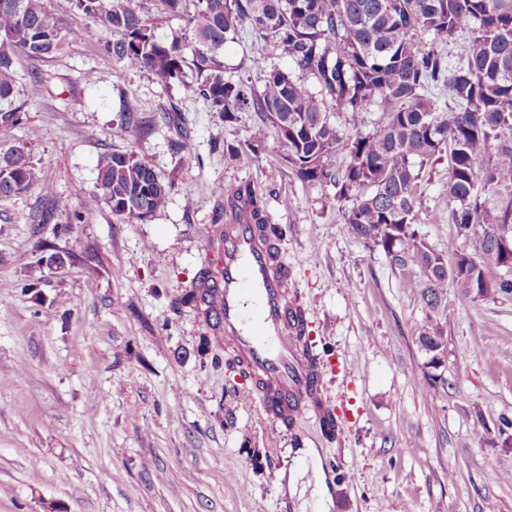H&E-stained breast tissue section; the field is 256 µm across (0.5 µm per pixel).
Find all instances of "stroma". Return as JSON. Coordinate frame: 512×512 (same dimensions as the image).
Listing matches in <instances>:
<instances>
[{
  "label": "stroma",
  "mask_w": 512,
  "mask_h": 512,
  "mask_svg": "<svg viewBox=\"0 0 512 512\" xmlns=\"http://www.w3.org/2000/svg\"><path fill=\"white\" fill-rule=\"evenodd\" d=\"M49 7L62 46L17 58L28 106L0 128V151L30 140L54 188L0 197V512H294L278 476L298 448L319 449L332 512H512V447L499 434L512 419V294L474 302L448 285L444 364L429 367L421 269L353 236L334 188L298 180L274 128L244 150L256 113L225 121L192 89L105 54L71 0ZM257 58L288 64L247 29L224 48L228 76L259 89ZM128 98L142 132L121 126ZM112 151L170 183L164 209L130 223L90 201L97 158ZM425 180L417 228L449 260L465 242L439 205L447 161ZM241 187L284 230L291 304L326 367L334 436L311 410L289 429L262 415L213 321L180 303L201 269L221 266L206 231ZM53 253L63 265H46ZM437 375L445 388L425 395Z\"/></svg>",
  "instance_id": "obj_1"
}]
</instances>
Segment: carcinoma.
<instances>
[{"mask_svg":"<svg viewBox=\"0 0 512 512\" xmlns=\"http://www.w3.org/2000/svg\"><path fill=\"white\" fill-rule=\"evenodd\" d=\"M194 2L193 12L187 3ZM171 17L186 20L187 36L158 34L137 0H73L74 7L108 34L104 50L127 67L148 72L168 86L192 87L213 112L233 122L238 113H257L261 126H272L295 176L336 189V200L349 201L344 223L356 237L380 246L400 264L404 245L423 269L422 299L429 313L442 304L453 282L463 296L479 301L512 294V0H160ZM248 26L274 41L290 67L265 70L261 91L232 80L224 67V44ZM447 42L468 37L464 61L453 66L437 47L424 48L417 36ZM64 40L48 0H0V127L21 120L28 102L21 98L14 68L23 53L42 58ZM315 78L312 90L296 72ZM448 90L451 104L441 112L432 88ZM349 114L355 124L375 107L383 114L380 129L345 138L328 117L326 103ZM124 129L140 124L133 100L122 102ZM348 160L337 164L340 146ZM448 156V187L443 197L448 218L465 241L475 243L452 261L436 253L415 228L416 207L426 168ZM90 201H103L113 214L144 220L166 204L171 185L132 152H107L97 160ZM40 185L31 164L29 142L0 152V197ZM497 203L487 206L489 197ZM279 259L274 242L283 236L266 223L255 195L240 188L229 208L237 221L242 208ZM199 285L181 299L201 305ZM418 344L444 350L443 326L433 317L423 324Z\"/></svg>","mask_w":512,"mask_h":512,"instance_id":"cac0c4a2","label":"carcinoma"}]
</instances>
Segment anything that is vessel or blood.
<instances>
[{"label":"vessel or blood","instance_id":"1","mask_svg":"<svg viewBox=\"0 0 512 512\" xmlns=\"http://www.w3.org/2000/svg\"><path fill=\"white\" fill-rule=\"evenodd\" d=\"M208 236L222 239L224 258L204 290V307L248 366L263 413L281 424L320 410L325 366L292 313L287 272L272 269L269 246L249 216Z\"/></svg>","mask_w":512,"mask_h":512}]
</instances>
